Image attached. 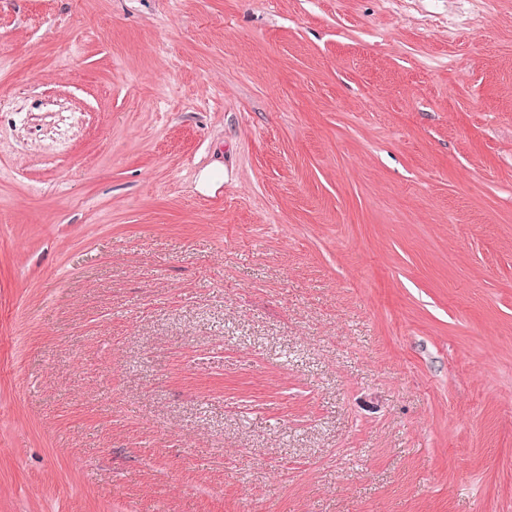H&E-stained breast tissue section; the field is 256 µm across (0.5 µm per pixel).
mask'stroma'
Returning <instances> with one entry per match:
<instances>
[{"mask_svg": "<svg viewBox=\"0 0 512 512\" xmlns=\"http://www.w3.org/2000/svg\"><path fill=\"white\" fill-rule=\"evenodd\" d=\"M0 512H512V0H0Z\"/></svg>", "mask_w": 512, "mask_h": 512, "instance_id": "1", "label": "stroma"}]
</instances>
